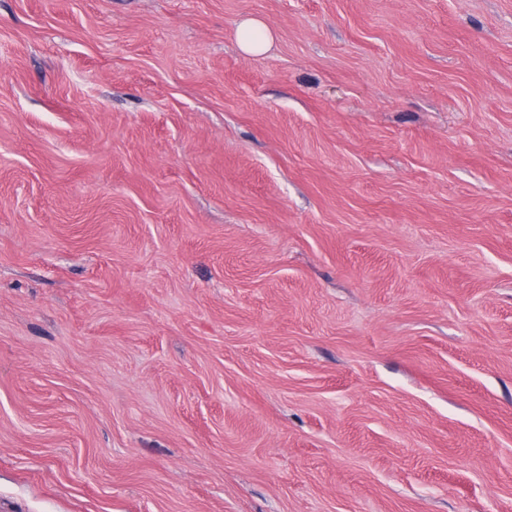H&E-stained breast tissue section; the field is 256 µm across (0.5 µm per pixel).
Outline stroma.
<instances>
[{"instance_id": "stroma-1", "label": "stroma", "mask_w": 512, "mask_h": 512, "mask_svg": "<svg viewBox=\"0 0 512 512\" xmlns=\"http://www.w3.org/2000/svg\"><path fill=\"white\" fill-rule=\"evenodd\" d=\"M0 512H512V0H0ZM273 40V34L264 21L247 18L241 21L236 30V42L240 50L248 55L265 53Z\"/></svg>"}]
</instances>
